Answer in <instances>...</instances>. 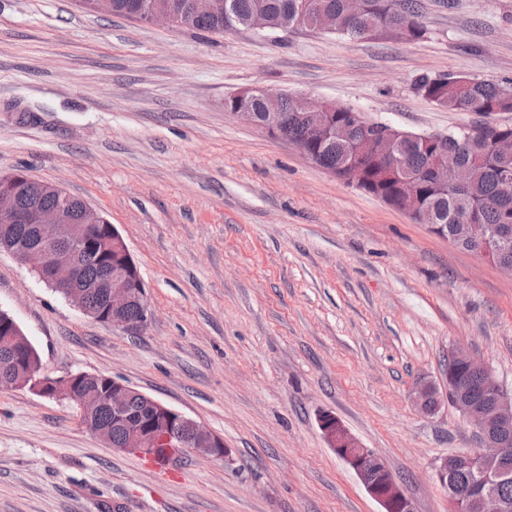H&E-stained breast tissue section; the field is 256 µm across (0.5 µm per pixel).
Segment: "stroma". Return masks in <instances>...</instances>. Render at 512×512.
<instances>
[{"mask_svg": "<svg viewBox=\"0 0 512 512\" xmlns=\"http://www.w3.org/2000/svg\"><path fill=\"white\" fill-rule=\"evenodd\" d=\"M423 39L309 29L207 34L0 0V176L26 169L125 239L148 319L88 318L7 252L0 310L54 377L103 373L223 436L233 461L164 471L112 449L77 406L0 388V512H381L325 441L331 413L403 483L449 512L439 459L482 446L446 405L410 399L464 346L512 390V277L226 112L246 87L306 94L413 132L439 108L424 75L512 77V0H429Z\"/></svg>", "mask_w": 512, "mask_h": 512, "instance_id": "35a3bbf8", "label": "stroma"}]
</instances>
